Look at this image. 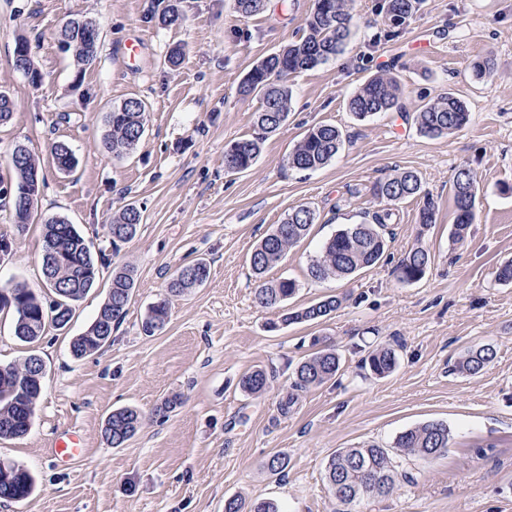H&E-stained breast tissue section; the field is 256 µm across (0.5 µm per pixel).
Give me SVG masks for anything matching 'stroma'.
<instances>
[{"mask_svg":"<svg viewBox=\"0 0 512 512\" xmlns=\"http://www.w3.org/2000/svg\"><path fill=\"white\" fill-rule=\"evenodd\" d=\"M157 0H0V92L16 108L0 124V179L10 180L9 155L25 146L37 158L45 185L29 224H16L0 202V286L22 283L52 300L40 256L46 220L74 224L92 254H105L95 286L73 304L68 327L46 329L34 345L17 340L12 314L0 315V365L29 354L46 375L32 426L20 438L0 439V462L27 469L36 490L27 500L0 502V512H224L228 498L272 501L281 512H336L326 479L331 455L342 448L392 447L405 429L447 425L442 455L396 456L406 478L386 496L361 500L355 512H512V283L495 279L512 260V0H420L392 41L379 0H349L352 35L341 54L292 74V111L268 135L256 164L243 173L224 168V148L252 137L259 98L238 86L263 57L298 41L314 0H269L264 13L244 19L234 0H183L185 20H153ZM100 25L96 61L79 67L57 41L70 19ZM27 36L43 75L39 86L13 65L19 36ZM140 37L135 58L122 53ZM182 48L178 66L167 56ZM493 72L478 75L485 56ZM400 76V111L358 119L351 94L369 77ZM453 93L471 114L453 135H421L414 114L429 99ZM130 97L148 105L137 148L117 157L105 151V116ZM332 124L343 133L336 159L313 172L289 167L304 132ZM62 141L77 163L60 172L50 149ZM467 165L480 188L477 220L454 242L452 178ZM415 171L436 205L437 222L422 229L419 203L399 206L382 260L344 279L312 280L309 266L323 244L348 224L377 210L376 180ZM135 205L137 236L113 249L108 226L124 205ZM317 213L308 235L266 272L290 278L298 291L291 307L329 296L340 307L317 323L285 324L277 309L260 307L250 255L293 208ZM431 266L414 284L394 268L415 246ZM210 264L206 284L167 298L166 284L197 258ZM133 269L136 289L127 315L103 353L82 359L73 336L95 319L109 292L112 270ZM169 299L162 331L146 336L149 306ZM341 355L335 378L301 392L288 414L279 403L294 368L315 352V340ZM391 345L398 366L387 376L366 374L362 360ZM484 345L496 351L478 375L452 372L456 358ZM265 371L270 384L245 394L241 377ZM180 394L184 404L163 410ZM132 406L147 423L119 448L104 436L113 409ZM78 432L87 450L63 467L46 453L64 431ZM284 453V473L266 463Z\"/></svg>","mask_w":512,"mask_h":512,"instance_id":"stroma-1","label":"stroma"}]
</instances>
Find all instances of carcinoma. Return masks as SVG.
<instances>
[{"label": "carcinoma", "mask_w": 512, "mask_h": 512, "mask_svg": "<svg viewBox=\"0 0 512 512\" xmlns=\"http://www.w3.org/2000/svg\"><path fill=\"white\" fill-rule=\"evenodd\" d=\"M419 0H382L379 9L391 21V28L384 31L385 38L400 34V26L414 10ZM268 0H235L236 10L243 18L263 13ZM159 16L164 23L174 24L183 18L180 0H158ZM351 16L347 0H315L314 10L306 20L305 32L300 40L281 47L257 62L243 78L239 94L256 95L262 100V110L257 113L256 124L262 135L241 138L231 142L224 151L225 168L231 172L250 169L261 154L264 136L276 132L291 112L292 93L288 76L311 70L339 55L350 37ZM58 38L69 41L67 51L74 50L80 42L85 49L75 54L78 62L89 65L98 55L100 28L91 18L74 19L59 31ZM402 86L398 77L375 75L354 93L348 102L353 114L364 119L378 113L398 109ZM146 103L140 98H128L112 107L106 115L105 147L120 156L133 151L146 130ZM414 121L420 133L433 138L452 135L464 129L470 121L464 103L449 93L424 103L415 112ZM343 144L340 130L332 124L316 125L306 131L289 156V165L301 171H314L331 162ZM14 151L19 158L11 162L15 181L0 184V197L11 201L15 220L27 224L43 186V178H35L39 162L24 147ZM56 167L70 172L76 165L70 148L56 142L51 147ZM454 223L451 238L460 243L476 218V201L479 184L470 168L460 166L452 180ZM372 194L382 207L372 213L371 219L359 224H349L338 230L323 246L321 255L309 266V275L320 281L333 277H347L373 266L388 248V225L394 215V206L408 199H422L419 224L429 228L436 223L433 201L423 189L418 174L404 170L384 180L377 181ZM317 214L308 206H300L288 213L287 218L273 227L263 237L251 254L250 263L257 279H262L269 267L279 262L288 250L297 244L315 223ZM142 215L139 209L126 205L120 209L109 225L113 248L131 241L137 234ZM42 268L47 287L58 301L45 305L42 298L21 284L0 289V311L11 310L15 316L14 336L22 343L38 341L47 325L65 328L72 318V303L81 299L95 284L98 266L90 246L75 227L63 219H52L44 224ZM431 265L429 251L417 246L407 252L395 268L399 281L412 284L426 275ZM209 276V264L197 259L179 267L168 282V293L181 296L201 287ZM135 289L133 270L122 267L112 271V283L106 301L82 334L73 337L70 350L74 357L93 356L112 345V334L125 318L127 306ZM298 285L293 279L263 282L255 294L256 301L266 308L283 311L285 324L316 321L330 315L340 305L336 297H328L308 307L290 310L287 303ZM169 306L163 300L149 310L142 322V332L152 336L162 330L168 321ZM495 358L491 347L482 346L464 353L454 368L461 374L476 375ZM398 365L395 349L381 346L365 359L364 366L370 374L384 377ZM340 368V355L333 347L326 346L302 360L294 372L292 392L280 403V411L288 413L296 403L298 393L318 387L333 378ZM43 380L36 377L24 360L19 364L0 366V439L20 437L29 430L36 402L41 394ZM269 384L267 374L255 370L244 375L241 389L251 395L264 392ZM144 424L143 413L132 407L119 408L108 416L104 426L106 440L117 448L132 439ZM448 427L439 422H427L400 433L394 447L398 451L421 458L435 457L448 448ZM9 478L0 482V500L21 502L34 490V480L24 468L8 464ZM326 477L336 500L346 506L368 496H385L391 493L401 473L393 465L389 450L376 445L361 448H344L334 454L326 466ZM224 512H278L271 501L247 503L233 497L224 504Z\"/></svg>", "instance_id": "carcinoma-1"}]
</instances>
